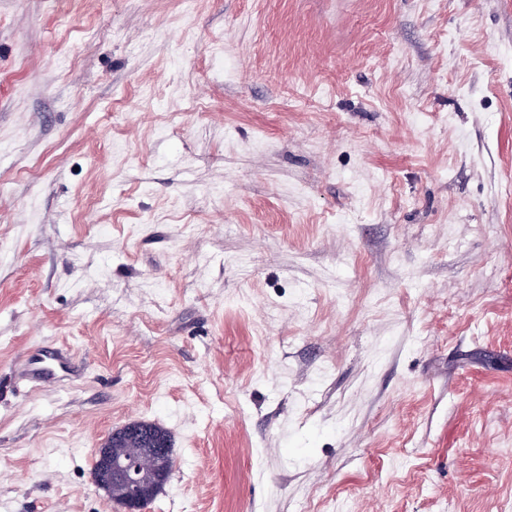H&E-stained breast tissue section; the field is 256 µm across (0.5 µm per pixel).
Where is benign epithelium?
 Segmentation results:
<instances>
[{"mask_svg": "<svg viewBox=\"0 0 512 512\" xmlns=\"http://www.w3.org/2000/svg\"><path fill=\"white\" fill-rule=\"evenodd\" d=\"M127 443L136 444L142 456L155 461L151 473L143 471L138 459L113 453V449ZM96 458V485L115 493L124 512H142L167 483L173 465L172 442L151 426L131 422L112 431L97 448Z\"/></svg>", "mask_w": 512, "mask_h": 512, "instance_id": "obj_1", "label": "benign epithelium"}]
</instances>
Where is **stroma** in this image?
<instances>
[{"label": "stroma", "mask_w": 512, "mask_h": 512, "mask_svg": "<svg viewBox=\"0 0 512 512\" xmlns=\"http://www.w3.org/2000/svg\"><path fill=\"white\" fill-rule=\"evenodd\" d=\"M132 421L145 512H512V0H0V512ZM69 357L62 350L52 344H47L26 353L17 363L20 374L35 385L49 381L54 375L52 364L60 367L68 362Z\"/></svg>", "instance_id": "stroma-1"}]
</instances>
